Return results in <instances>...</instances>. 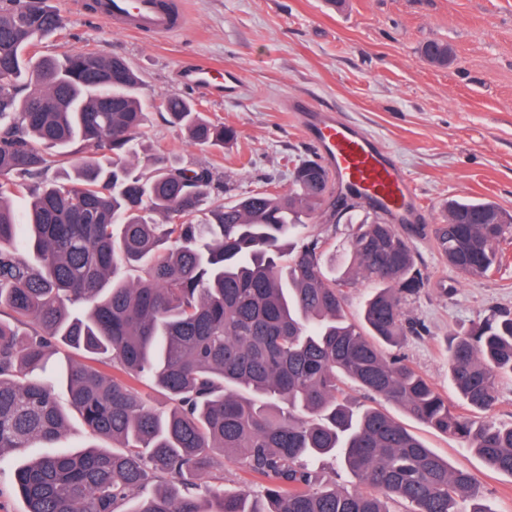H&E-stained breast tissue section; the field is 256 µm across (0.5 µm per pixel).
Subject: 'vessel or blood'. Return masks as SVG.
Returning a JSON list of instances; mask_svg holds the SVG:
<instances>
[{"label": "vessel or blood", "instance_id": "b4317fda", "mask_svg": "<svg viewBox=\"0 0 512 512\" xmlns=\"http://www.w3.org/2000/svg\"><path fill=\"white\" fill-rule=\"evenodd\" d=\"M97 13L116 31L152 38L188 26L183 0H99ZM184 78L189 86L219 97L224 94V72L214 66L188 65ZM292 109L336 181L358 193L384 219H410L417 200L413 183L374 137L315 101L296 102Z\"/></svg>", "mask_w": 512, "mask_h": 512}]
</instances>
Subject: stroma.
Wrapping results in <instances>:
<instances>
[{
	"label": "stroma",
	"instance_id": "stroma-1",
	"mask_svg": "<svg viewBox=\"0 0 512 512\" xmlns=\"http://www.w3.org/2000/svg\"><path fill=\"white\" fill-rule=\"evenodd\" d=\"M82 2L51 0L62 28L32 55L95 50L123 58L144 98L193 100L211 120L237 131L224 149L203 148L153 111L135 160L143 174L152 171L150 156L164 153L210 169L229 185L232 200L287 191L294 167L318 157L289 110L290 99L309 97L377 139L410 177L423 223H440L451 198L489 199L512 213V0H347L340 11L327 0H184L187 29L164 39L116 32ZM431 41L453 49L448 67L421 58V46ZM198 59L232 76L224 99L182 83L183 66ZM376 219L368 207H356L334 224L313 215L308 229L341 254L358 225ZM410 243L425 286L405 308L419 331L395 352L458 411L447 338L494 310H512V235L500 244L499 268L482 278L460 275L430 236ZM385 409L451 466L477 475L490 512H512L511 476L489 471L459 440L400 407Z\"/></svg>",
	"mask_w": 512,
	"mask_h": 512
}]
</instances>
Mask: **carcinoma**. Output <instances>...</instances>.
Wrapping results in <instances>:
<instances>
[{"label":"carcinoma","instance_id":"carcinoma-1","mask_svg":"<svg viewBox=\"0 0 512 512\" xmlns=\"http://www.w3.org/2000/svg\"><path fill=\"white\" fill-rule=\"evenodd\" d=\"M60 28L48 0H0V462L7 450L49 449L16 467L23 512H390V500L410 512H490L475 475L382 409L351 402L344 385L512 476V424L490 416L498 381L512 377V310L448 339V378L469 413L452 410L382 348L417 333L404 302L424 287L410 237L426 227L359 225L345 270L327 277L325 240L302 232L316 212L336 219L321 164L297 166L286 193L228 203L215 200L224 186L207 168L155 154L151 175L140 173L153 109L198 146L237 132L191 100H146L119 58L29 54ZM450 53L439 42L421 49L439 67ZM15 198L26 200L21 213ZM485 209L500 223L474 222ZM443 212L433 234L444 261L490 274L512 215L490 200L452 199ZM361 279L381 288L356 324L346 289ZM67 349L90 363L59 380L45 373ZM145 382L169 408L149 403ZM72 414L112 447L54 448ZM324 458L356 486L325 481L314 468ZM228 464L258 488L225 490Z\"/></svg>","mask_w":512,"mask_h":512}]
</instances>
